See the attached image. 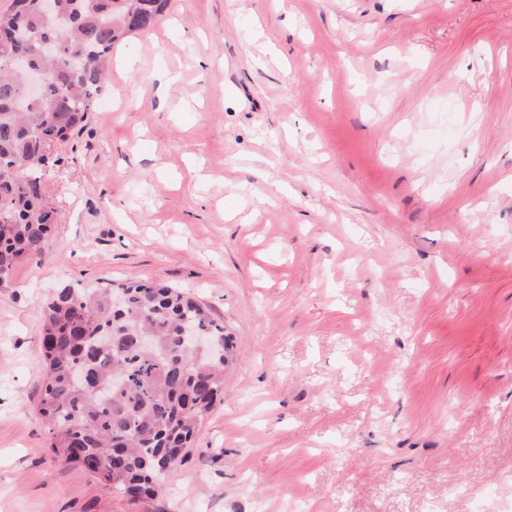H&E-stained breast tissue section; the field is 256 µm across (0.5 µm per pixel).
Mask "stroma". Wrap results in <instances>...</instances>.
I'll list each match as a JSON object with an SVG mask.
<instances>
[{"label":"stroma","instance_id":"1","mask_svg":"<svg viewBox=\"0 0 512 512\" xmlns=\"http://www.w3.org/2000/svg\"><path fill=\"white\" fill-rule=\"evenodd\" d=\"M52 155L0 282V512H512V0H172ZM129 278L236 346L151 500L37 409L45 298Z\"/></svg>","mask_w":512,"mask_h":512}]
</instances>
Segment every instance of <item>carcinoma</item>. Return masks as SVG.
I'll use <instances>...</instances> for the list:
<instances>
[{
    "label": "carcinoma",
    "mask_w": 512,
    "mask_h": 512,
    "mask_svg": "<svg viewBox=\"0 0 512 512\" xmlns=\"http://www.w3.org/2000/svg\"><path fill=\"white\" fill-rule=\"evenodd\" d=\"M170 0H13L0 14V280L42 256L53 211L38 192L48 150L84 126L104 85L112 50L151 30ZM54 46L51 55L42 44ZM15 54L50 78L26 100ZM190 323L209 348L183 342ZM44 380L38 413L50 448L104 486L151 498L184 458L224 393L233 339L224 323L171 285L135 279L116 288H62L45 302Z\"/></svg>",
    "instance_id": "1"
}]
</instances>
